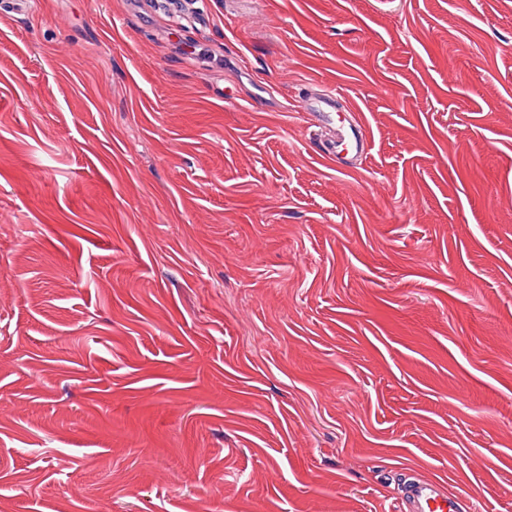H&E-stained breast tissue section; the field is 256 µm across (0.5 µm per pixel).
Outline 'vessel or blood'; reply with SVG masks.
Masks as SVG:
<instances>
[{
	"instance_id": "vessel-or-blood-1",
	"label": "vessel or blood",
	"mask_w": 512,
	"mask_h": 512,
	"mask_svg": "<svg viewBox=\"0 0 512 512\" xmlns=\"http://www.w3.org/2000/svg\"><path fill=\"white\" fill-rule=\"evenodd\" d=\"M295 103L316 130L314 146L321 156L358 161L367 155L369 143L363 126L339 118L340 112L346 109L341 94L305 83L299 87ZM402 505L405 512H471L472 509L469 501L440 483L409 473L404 476Z\"/></svg>"
}]
</instances>
